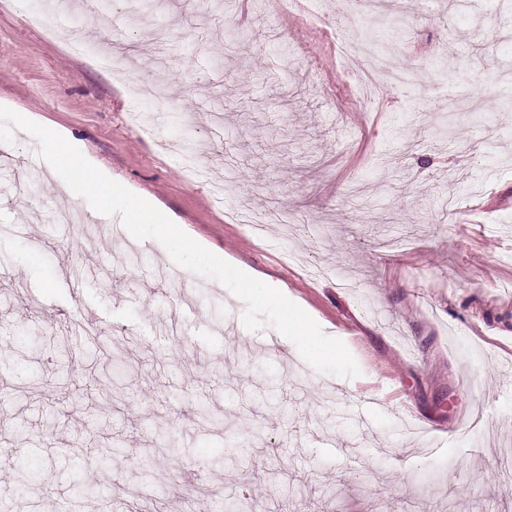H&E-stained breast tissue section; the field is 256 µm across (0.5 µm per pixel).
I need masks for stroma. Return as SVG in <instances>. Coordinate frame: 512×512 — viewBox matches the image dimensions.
<instances>
[{"instance_id":"35a3bbf8","label":"stroma","mask_w":512,"mask_h":512,"mask_svg":"<svg viewBox=\"0 0 512 512\" xmlns=\"http://www.w3.org/2000/svg\"><path fill=\"white\" fill-rule=\"evenodd\" d=\"M135 2L90 15L0 0V106L65 131L211 252L281 284L361 374L268 347L275 329L246 330L222 284L60 194L15 130L0 159V512L184 498L227 512L244 494L252 512H512V0H401L380 22L336 0ZM75 27L84 49L64 38ZM351 38L393 46L419 86L360 109ZM109 49L126 79L98 63ZM159 79L162 106L135 97ZM241 211L264 214V233ZM88 322L67 359L57 337ZM89 365L106 392L84 390ZM20 458L47 470L35 494L16 491ZM80 481L98 496L75 498Z\"/></svg>"}]
</instances>
